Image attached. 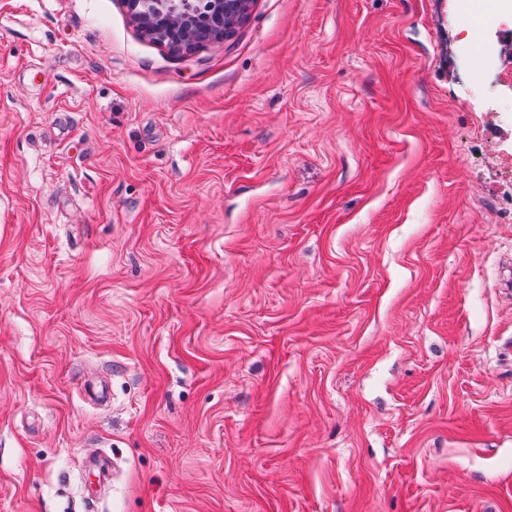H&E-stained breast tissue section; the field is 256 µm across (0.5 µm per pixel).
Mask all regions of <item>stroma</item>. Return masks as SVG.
<instances>
[{
    "label": "stroma",
    "mask_w": 512,
    "mask_h": 512,
    "mask_svg": "<svg viewBox=\"0 0 512 512\" xmlns=\"http://www.w3.org/2000/svg\"><path fill=\"white\" fill-rule=\"evenodd\" d=\"M473 5L253 0L179 57L121 0H0V512H512Z\"/></svg>",
    "instance_id": "obj_1"
}]
</instances>
